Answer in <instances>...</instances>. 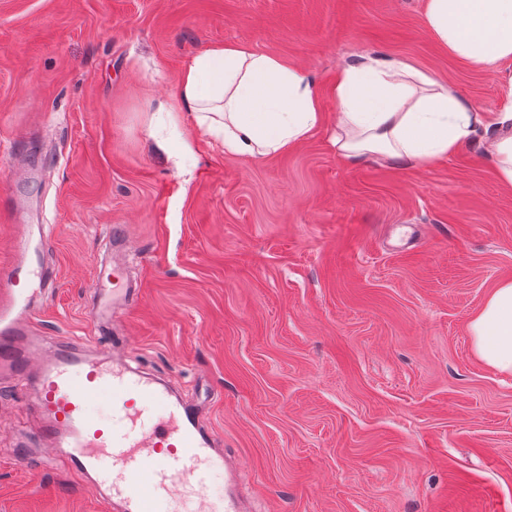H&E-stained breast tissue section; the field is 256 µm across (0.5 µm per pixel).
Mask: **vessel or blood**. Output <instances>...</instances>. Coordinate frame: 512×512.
Instances as JSON below:
<instances>
[{
  "label": "vessel or blood",
  "instance_id": "1",
  "mask_svg": "<svg viewBox=\"0 0 512 512\" xmlns=\"http://www.w3.org/2000/svg\"><path fill=\"white\" fill-rule=\"evenodd\" d=\"M16 257L0 268V372L35 373L43 433L68 470L121 512H212L205 477L225 470L224 512H244V475L225 466L198 426L194 411L170 402L166 390L108 357L57 350L40 362L44 340L33 337L25 282L41 270L27 259L28 239L14 242ZM109 397L119 427L95 421L92 404Z\"/></svg>",
  "mask_w": 512,
  "mask_h": 512
}]
</instances>
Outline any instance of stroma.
<instances>
[{"mask_svg": "<svg viewBox=\"0 0 512 512\" xmlns=\"http://www.w3.org/2000/svg\"><path fill=\"white\" fill-rule=\"evenodd\" d=\"M425 0H0V264L28 234L39 335L167 379L246 473L252 512H512V378L468 323L512 279V187L484 140L428 167L342 162L338 69L398 56L482 112L512 60L462 61ZM218 43L311 75L325 123L279 156L175 161L149 120ZM121 226L113 245L110 232ZM141 293L94 317L97 269ZM0 377V512H106L43 463Z\"/></svg>", "mask_w": 512, "mask_h": 512, "instance_id": "1", "label": "stroma"}]
</instances>
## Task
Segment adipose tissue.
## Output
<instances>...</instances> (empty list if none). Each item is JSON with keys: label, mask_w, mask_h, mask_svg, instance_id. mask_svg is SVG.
<instances>
[{"label": "adipose tissue", "mask_w": 512, "mask_h": 512, "mask_svg": "<svg viewBox=\"0 0 512 512\" xmlns=\"http://www.w3.org/2000/svg\"><path fill=\"white\" fill-rule=\"evenodd\" d=\"M424 22L455 57L479 66L512 59V0H426ZM332 145L355 164L428 166L485 135L500 180L512 186V104L489 116L454 86L409 61L365 54L340 68ZM164 110L191 140L219 138L227 155L268 158L298 146L325 121L316 86L303 70L241 44L219 43L182 69ZM475 357L512 376V280L499 282L469 322Z\"/></svg>", "instance_id": "ef3b65f1"}]
</instances>
